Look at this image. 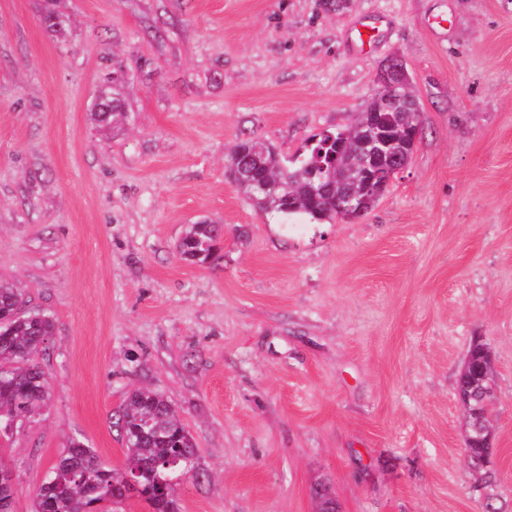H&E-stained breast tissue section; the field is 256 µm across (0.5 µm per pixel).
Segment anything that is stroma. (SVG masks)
I'll use <instances>...</instances> for the list:
<instances>
[{"instance_id":"1","label":"stroma","mask_w":512,"mask_h":512,"mask_svg":"<svg viewBox=\"0 0 512 512\" xmlns=\"http://www.w3.org/2000/svg\"><path fill=\"white\" fill-rule=\"evenodd\" d=\"M0 0V280L49 314L39 416L0 440L14 512L71 440L151 389L200 457L181 512H482L455 381L492 351L495 490L512 512V0ZM377 21L382 41L351 33ZM423 134L352 222L263 213L227 179L251 137L288 158L361 111L389 61ZM124 68L127 123L91 112ZM222 227L179 258L188 225ZM381 37L382 30L379 26L363 25L352 34L351 40L360 50L370 51L378 44Z\"/></svg>"}]
</instances>
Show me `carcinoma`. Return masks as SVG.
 <instances>
[{"instance_id":"obj_1","label":"carcinoma","mask_w":512,"mask_h":512,"mask_svg":"<svg viewBox=\"0 0 512 512\" xmlns=\"http://www.w3.org/2000/svg\"><path fill=\"white\" fill-rule=\"evenodd\" d=\"M108 112L95 110L94 120L102 125L122 123L127 113L121 100L110 99ZM383 129L397 140H403L405 121L420 120L414 114L394 112L389 106L372 98L358 113L354 123L345 130L334 131V143L319 151L314 144L307 155L289 160L265 143L243 138L234 145L229 160L240 152L254 153L260 162L257 173L280 179L291 186V198L259 195L250 184L239 181L238 189L262 212L275 211L284 215L303 214L315 222L338 219L336 194L343 191L364 192L355 184L336 182V193L315 195L321 165L330 164L328 157L338 152L337 143L345 138H357L360 125L371 113ZM217 227L214 224H194L180 240L177 250L202 262L212 257ZM23 302V292L10 282L0 280V426L20 416L35 417L49 397V382L36 363L37 355L46 349L53 335L50 316L18 315L16 308ZM120 436L127 450V464L122 470L105 466L97 453L80 440H73L63 449L57 461L35 493L33 512H101L113 485H118L128 473L140 472L143 501L152 512H180L176 495V480L189 477L183 457L198 452L196 443L184 426L179 413L166 398L153 390H135L119 410ZM484 452L473 449L468 469L478 474L487 486L494 485L495 472L483 466Z\"/></svg>"}]
</instances>
